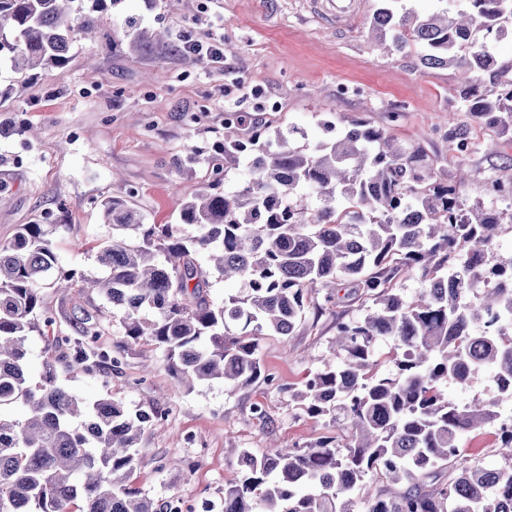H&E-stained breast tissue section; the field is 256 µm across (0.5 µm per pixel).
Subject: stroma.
I'll return each instance as SVG.
<instances>
[{"instance_id":"1","label":"stroma","mask_w":512,"mask_h":512,"mask_svg":"<svg viewBox=\"0 0 512 512\" xmlns=\"http://www.w3.org/2000/svg\"><path fill=\"white\" fill-rule=\"evenodd\" d=\"M377 0H365L361 16L345 28L327 14L324 0H126L124 12L141 25L167 31L152 53L113 49V18L103 13L95 39H78L67 64L26 77L0 68V83L13 87L0 104V244L25 224H63L54 238L63 269L101 275L97 248L109 240L100 204L121 198L149 224L179 223L174 201L210 185L234 187L240 171L214 175L208 163L224 141V116L240 113L239 133L252 126L302 127L309 143L326 138L328 116L364 119L439 158L448 172L465 167V205L488 197V183H512V138L476 128V146L459 157L443 136L449 113L462 104L451 68H425L417 48L382 53L367 31ZM232 40L223 63L188 64L186 43ZM35 127L29 138L26 127ZM196 161L177 168L186 144ZM43 303L52 325L38 324L26 340L33 371H40L49 339L70 336L75 320L91 315L112 345L120 324L111 303L80 284L66 292L47 288ZM291 336H261L259 356L278 385L262 382L237 390L223 384L187 388L173 377L164 352L140 342L129 347L117 371L73 374L58 369L57 382L91 402L111 394L130 410L163 411L136 446L138 465L128 484L163 502L184 498L194 506L221 505L224 487L239 473L242 451L262 455L271 444L303 445L336 433L328 419L308 416L290 393L309 371L323 367L337 318H354L368 303L334 305L322 295L307 301ZM262 413H255V405Z\"/></svg>"}]
</instances>
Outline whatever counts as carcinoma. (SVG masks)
Masks as SVG:
<instances>
[{
	"label": "carcinoma",
	"instance_id": "obj_1",
	"mask_svg": "<svg viewBox=\"0 0 512 512\" xmlns=\"http://www.w3.org/2000/svg\"><path fill=\"white\" fill-rule=\"evenodd\" d=\"M123 2L0 0V64L22 77L64 67L74 36L91 34L100 14H119ZM380 2L371 22L379 46L417 45L423 66L458 74L469 122L448 114L455 150L470 152L474 124L512 137V79L501 80L491 49L512 35V0H434L427 13L409 0ZM155 43L130 19L112 29L114 50L146 53ZM239 124L238 113H226L223 171L243 164L250 176L177 201L192 232L146 224L121 199L102 204L112 226L97 256L103 277L60 270L53 235L65 224H24L0 244V512H171L126 484L137 441L163 413L133 412L110 395L85 403L57 384L55 363L104 374L147 341L190 386H273L258 338L291 335L310 293L325 288L331 300L343 284L345 299L363 295L372 305L359 318H336V361L292 390L339 435L243 451L221 512H352L348 495L370 474L385 485L367 495L364 512H512V429L498 437L503 468L460 454L463 437L512 402V260L487 268L504 211L465 206V173L446 179L421 148L365 121L312 146L298 126L243 139ZM417 270L426 284L408 301L395 282ZM211 274L244 289L213 301ZM77 278L120 313L121 336L104 348L99 324L76 319L74 335L53 339L32 385L25 341L38 318L53 323L42 289ZM482 369L494 374L495 396L463 406L448 399V381L464 386ZM15 404L20 416L3 414Z\"/></svg>",
	"mask_w": 512,
	"mask_h": 512
}]
</instances>
